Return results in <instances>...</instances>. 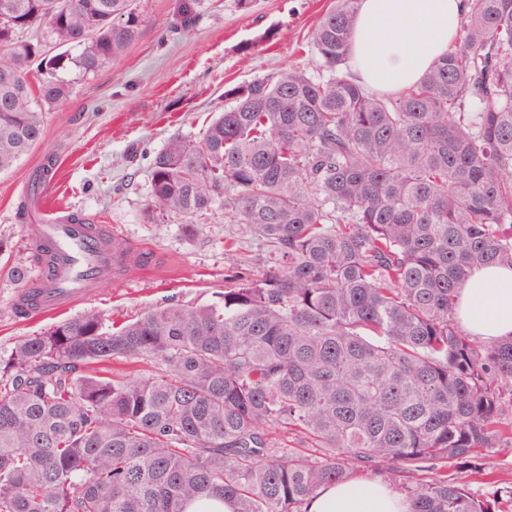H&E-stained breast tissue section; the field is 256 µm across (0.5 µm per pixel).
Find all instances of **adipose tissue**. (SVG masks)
<instances>
[{"label":"adipose tissue","instance_id":"obj_1","mask_svg":"<svg viewBox=\"0 0 512 512\" xmlns=\"http://www.w3.org/2000/svg\"><path fill=\"white\" fill-rule=\"evenodd\" d=\"M470 0H361L353 55L367 85L397 90L418 82L457 39ZM463 331L493 343L512 337V263L475 274L460 290ZM404 499L379 482L325 487L309 512H407Z\"/></svg>","mask_w":512,"mask_h":512}]
</instances>
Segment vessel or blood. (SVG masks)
Returning a JSON list of instances; mask_svg holds the SVG:
<instances>
[{
	"label": "vessel or blood",
	"mask_w": 512,
	"mask_h": 512,
	"mask_svg": "<svg viewBox=\"0 0 512 512\" xmlns=\"http://www.w3.org/2000/svg\"><path fill=\"white\" fill-rule=\"evenodd\" d=\"M27 234L42 247L32 286L17 291L16 311L43 315L82 301L97 270L112 263L113 247L103 246L90 223L69 221L66 212H51L46 222L30 224Z\"/></svg>",
	"instance_id": "b4317fda"
}]
</instances>
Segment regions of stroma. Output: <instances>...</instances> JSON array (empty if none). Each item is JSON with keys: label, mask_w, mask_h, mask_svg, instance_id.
Wrapping results in <instances>:
<instances>
[{"label": "stroma", "mask_w": 512, "mask_h": 512, "mask_svg": "<svg viewBox=\"0 0 512 512\" xmlns=\"http://www.w3.org/2000/svg\"><path fill=\"white\" fill-rule=\"evenodd\" d=\"M185 0H135L138 37L71 97L46 114L44 139L0 174V360L24 337L93 308L117 326L165 303L210 304L224 290L227 245L254 262L263 248L223 206L186 233L179 217L146 215L149 171L176 134L198 137L231 104L225 90L292 64L316 69L310 42L336 0H211L196 25L182 22ZM52 164L43 186L49 206L78 211L114 229L129 261L119 273L89 284L86 299L66 311L24 316L11 306L20 285L10 269L35 270L33 244L17 206L34 174Z\"/></svg>", "instance_id": "stroma-1"}]
</instances>
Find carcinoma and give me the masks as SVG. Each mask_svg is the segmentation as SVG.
<instances>
[{
    "label": "carcinoma",
    "mask_w": 512,
    "mask_h": 512,
    "mask_svg": "<svg viewBox=\"0 0 512 512\" xmlns=\"http://www.w3.org/2000/svg\"><path fill=\"white\" fill-rule=\"evenodd\" d=\"M359 7L320 21L317 72L228 90L200 138L155 157L148 216L191 233L222 203L262 263L230 256L218 302L112 329L90 309L0 362V512H309L357 468L408 512L512 508L485 476L512 450V338L456 321L467 279L512 259V0H471L458 41L395 91L349 72ZM138 29L134 0H0V173L43 141L66 75ZM116 359L152 370L116 377Z\"/></svg>",
    "instance_id": "obj_1"
}]
</instances>
